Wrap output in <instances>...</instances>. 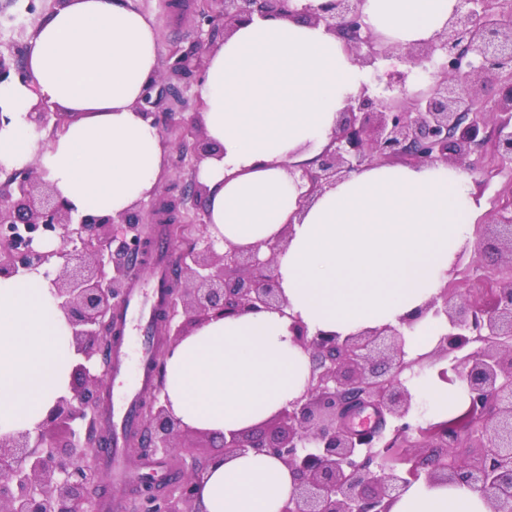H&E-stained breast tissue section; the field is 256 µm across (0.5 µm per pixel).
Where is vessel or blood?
<instances>
[{
    "label": "vessel or blood",
    "instance_id": "vessel-or-blood-1",
    "mask_svg": "<svg viewBox=\"0 0 512 512\" xmlns=\"http://www.w3.org/2000/svg\"><path fill=\"white\" fill-rule=\"evenodd\" d=\"M168 294L163 279L153 281L151 288H137L126 297L123 317L133 320L151 316L162 317L167 310ZM155 354L149 343L130 348L126 334H118L112 344V369L117 375H130V384L121 391L110 392L104 415L111 433L106 447L100 455L103 468L117 478L144 480L154 477L160 466L154 462L138 465L136 471H129L128 445L138 422L139 404L143 394L150 390L155 376Z\"/></svg>",
    "mask_w": 512,
    "mask_h": 512
}]
</instances>
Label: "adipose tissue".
<instances>
[{"instance_id":"ef3b65f1","label":"adipose tissue","mask_w":512,"mask_h":512,"mask_svg":"<svg viewBox=\"0 0 512 512\" xmlns=\"http://www.w3.org/2000/svg\"><path fill=\"white\" fill-rule=\"evenodd\" d=\"M321 0H290V17L254 18L208 49L196 88L214 154L198 166L206 234L217 244L283 242L274 259L285 313L195 326L168 349L163 381L183 425L225 434L260 424L308 384L310 358L288 326L349 336L401 326L408 359L429 354L445 325L418 312L448 280L477 220L469 174L443 163L370 164L309 193L299 168L328 146L366 69L336 34L299 17ZM459 0H365L374 32L406 48L440 31ZM152 15L134 0H66L39 24L31 82L0 90V168H35L73 216H115L149 199L168 168L161 132L145 117L160 71ZM47 101L68 115L54 135L28 114ZM78 356L51 285L36 270L0 278V436L33 428L69 395ZM436 418L468 403L464 386L412 379ZM293 485L276 457L210 465L197 512H279ZM391 512H487L481 495L419 481Z\"/></svg>"}]
</instances>
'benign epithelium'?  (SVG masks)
Returning <instances> with one entry per match:
<instances>
[{
    "instance_id": "7a95c632",
    "label": "benign epithelium",
    "mask_w": 512,
    "mask_h": 512,
    "mask_svg": "<svg viewBox=\"0 0 512 512\" xmlns=\"http://www.w3.org/2000/svg\"><path fill=\"white\" fill-rule=\"evenodd\" d=\"M364 0H324L307 17L344 40L358 61L374 71L378 91L365 85L340 112L330 143L302 178L313 194L378 159L420 167L463 158L488 144L502 164L512 166V86L487 110L477 90L487 79L512 75V10L501 0H462L445 27L408 48L404 69L380 71L395 47L364 21ZM198 13L224 23V34L254 17L288 15V0H202ZM18 63L0 50V88L11 83ZM36 130H61L66 114L39 102L29 112ZM34 169L12 173L0 185V277L35 270L56 256L63 260L51 280L66 316L76 352L71 396L59 398L31 430L0 436V512H96L92 491L100 481L93 462L92 424L108 373L97 363L112 332L115 310L125 294L129 266L142 254L143 225L155 210L133 208L113 218L71 209L53 191L40 192ZM492 224L506 253L508 277L483 281L482 302L451 304L444 287L417 317L446 321L435 353L448 372L465 383L470 404L462 417L439 427L413 420V396L402 380L414 361L406 359L404 333L392 326L341 337L311 334L295 318L294 342L311 359L305 393L272 415L276 428H250L222 435L224 458L250 452L281 460L293 487L281 512H389L412 483H462L480 493L489 512L512 505V201L494 206ZM60 232L69 251L33 246L38 230ZM228 245L218 253L203 247L181 254L176 273L183 288L169 292L165 339L175 343L193 326L217 318L274 310L287 301L272 272L280 245ZM112 277H106V265ZM157 388L142 416L146 447L168 454L190 432L173 415ZM483 450L467 462L448 454L472 434ZM211 461L190 468L169 494L157 497L144 484L143 512H191Z\"/></svg>"
}]
</instances>
